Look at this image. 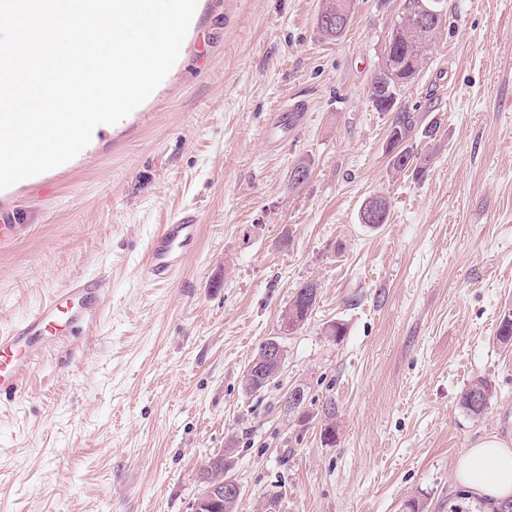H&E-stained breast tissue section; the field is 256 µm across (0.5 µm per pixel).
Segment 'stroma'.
I'll list each match as a JSON object with an SVG mask.
<instances>
[{
  "label": "stroma",
  "mask_w": 512,
  "mask_h": 512,
  "mask_svg": "<svg viewBox=\"0 0 512 512\" xmlns=\"http://www.w3.org/2000/svg\"><path fill=\"white\" fill-rule=\"evenodd\" d=\"M401 0H354L336 40L323 0H199L178 60L76 157L0 195L18 226L0 251V330L76 278L103 276L96 324L50 348L26 392L0 398L5 512H193L200 472L228 453L238 512H448L459 457L512 444V0H445L427 64L399 104L433 137L423 178L393 171L392 113L369 87ZM307 111L270 140L285 104ZM310 175L289 182L293 166ZM387 224L360 221L373 195ZM193 209L201 238L170 282L143 276L161 224ZM317 281L304 327L280 332ZM343 323L341 339L325 327ZM280 336L279 376L243 382ZM494 392L481 420L458 405ZM307 391L309 423L288 391ZM334 424L336 441L322 442ZM319 288V284L314 280L306 281L297 288L282 315V319H286L285 315L288 311V322L282 321L283 333L288 334V330L295 333L302 328L316 306ZM267 339L263 341L256 353L252 356L251 362L247 365V368L245 370L244 376L246 380L256 378L257 376H262L265 374L267 367L266 365L269 364H276L277 365V373L279 374L282 367H283V347L277 340V338H270L267 341V345L265 350L262 354H257L261 351L262 346L266 343ZM257 356V357H256ZM256 357V358H255ZM267 377H263L259 380H255L252 382V384L247 387L251 391H260L262 390L270 381L266 380ZM492 394V385L487 379H477L463 389L460 408L472 419L481 420L485 414Z\"/></svg>",
  "instance_id": "obj_1"
}]
</instances>
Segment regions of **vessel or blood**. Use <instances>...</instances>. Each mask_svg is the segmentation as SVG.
<instances>
[{
	"label": "vessel or blood",
	"mask_w": 512,
	"mask_h": 512,
	"mask_svg": "<svg viewBox=\"0 0 512 512\" xmlns=\"http://www.w3.org/2000/svg\"><path fill=\"white\" fill-rule=\"evenodd\" d=\"M200 226L191 211L177 214L162 225L152 239L144 273L151 280H172L182 271L188 256L196 249ZM107 291L103 277L73 281L51 300L38 306L18 326L0 333V397L21 396L24 385L44 354L40 336L49 333L58 319H66L72 331L88 328L95 320L97 302Z\"/></svg>",
	"instance_id": "obj_1"
}]
</instances>
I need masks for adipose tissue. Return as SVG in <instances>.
Instances as JSON below:
<instances>
[{
    "label": "adipose tissue",
    "mask_w": 512,
    "mask_h": 512,
    "mask_svg": "<svg viewBox=\"0 0 512 512\" xmlns=\"http://www.w3.org/2000/svg\"><path fill=\"white\" fill-rule=\"evenodd\" d=\"M455 476L476 497H512V447L495 436L480 439L458 459Z\"/></svg>",
    "instance_id": "ef3b65f1"
}]
</instances>
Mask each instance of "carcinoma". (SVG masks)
Instances as JSON below:
<instances>
[{"label":"carcinoma","instance_id":"obj_1","mask_svg":"<svg viewBox=\"0 0 512 512\" xmlns=\"http://www.w3.org/2000/svg\"><path fill=\"white\" fill-rule=\"evenodd\" d=\"M443 17L434 22V33L422 34L416 30L399 38L392 46V54L397 60L410 59L414 62H427L430 48L437 33L442 28ZM409 81L399 73L394 78L377 75L369 88V99L379 112H392L394 118L391 124L387 153L390 154V164L393 170L402 171L413 169L418 175L424 174L428 169L429 158L414 152L410 141L416 135V120L413 113L398 106V92L407 86ZM319 295V284L314 281L302 283L292 296L288 311V328L297 332L308 320L316 306ZM496 336L498 340L507 344L512 341V308L502 310L499 316ZM492 394V385L486 379H477L463 389L460 398V408L472 419L483 418Z\"/></svg>","mask_w":512,"mask_h":512}]
</instances>
